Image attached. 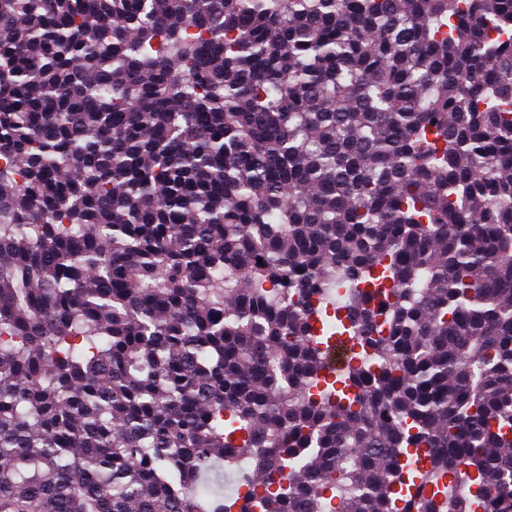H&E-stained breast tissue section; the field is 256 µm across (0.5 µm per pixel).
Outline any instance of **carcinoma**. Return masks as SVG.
<instances>
[{
	"label": "carcinoma",
	"mask_w": 512,
	"mask_h": 512,
	"mask_svg": "<svg viewBox=\"0 0 512 512\" xmlns=\"http://www.w3.org/2000/svg\"><path fill=\"white\" fill-rule=\"evenodd\" d=\"M330 499L512 512V0H0V512Z\"/></svg>",
	"instance_id": "1"
}]
</instances>
